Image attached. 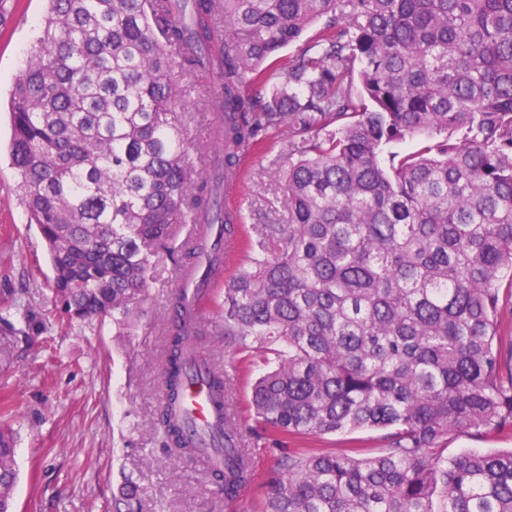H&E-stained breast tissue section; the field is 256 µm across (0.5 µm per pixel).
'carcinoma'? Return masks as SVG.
Listing matches in <instances>:
<instances>
[{
  "mask_svg": "<svg viewBox=\"0 0 512 512\" xmlns=\"http://www.w3.org/2000/svg\"><path fill=\"white\" fill-rule=\"evenodd\" d=\"M323 17L299 57L279 56ZM274 67L286 80L259 108L248 87ZM195 70L219 79L202 93L203 148L186 137L181 76ZM10 112L55 302L80 323L125 322L189 220L208 231L177 263L219 260L240 225L218 205L224 176L194 155L233 174L240 151L288 133V223L266 225L283 245L257 242L224 281V340L265 366L249 408L279 446L261 512H512V450L448 453L453 434L512 430L498 288L512 280V0H49ZM18 333L3 321L1 358ZM204 334L172 291L155 418L187 455L194 430L172 403L196 378L218 402L234 386L188 361ZM356 431L383 432L380 451L284 446ZM210 439L234 502L256 448L228 414ZM16 479L1 421L0 512ZM136 501L126 478L116 512Z\"/></svg>",
  "mask_w": 512,
  "mask_h": 512,
  "instance_id": "1",
  "label": "carcinoma"
}]
</instances>
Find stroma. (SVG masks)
I'll list each match as a JSON object with an SVG mask.
<instances>
[{"label": "stroma", "mask_w": 512, "mask_h": 512, "mask_svg": "<svg viewBox=\"0 0 512 512\" xmlns=\"http://www.w3.org/2000/svg\"><path fill=\"white\" fill-rule=\"evenodd\" d=\"M0 24V313L27 297L35 322L13 356L0 363V409L16 432L17 482L12 512H112L122 474L139 487L141 512H257L275 454L261 453L255 479L231 504L196 457L176 458L153 423L166 360L169 297L178 267L157 264L143 300L123 325L67 322L53 306V272L45 243L30 224L25 193L10 164L13 82L37 43L47 0H12ZM278 147L249 154L225 205H239L247 230L282 224L287 214L272 166ZM204 311L198 351L234 370L224 340V277Z\"/></svg>", "instance_id": "obj_1"}]
</instances>
